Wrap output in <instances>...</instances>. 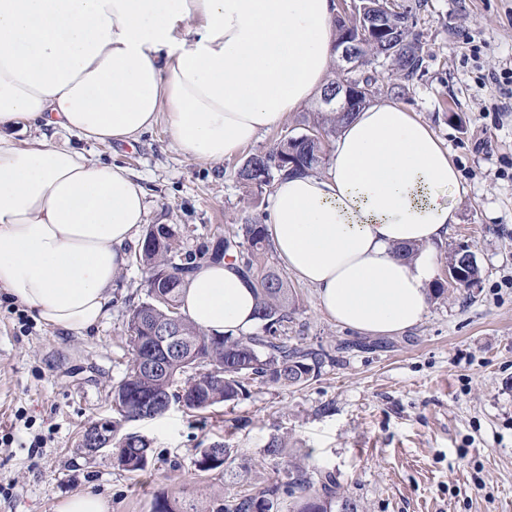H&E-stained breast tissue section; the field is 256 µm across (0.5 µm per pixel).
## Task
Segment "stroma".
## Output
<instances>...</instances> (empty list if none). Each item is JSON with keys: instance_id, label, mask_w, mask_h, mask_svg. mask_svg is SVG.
<instances>
[{"instance_id": "stroma-1", "label": "stroma", "mask_w": 512, "mask_h": 512, "mask_svg": "<svg viewBox=\"0 0 512 512\" xmlns=\"http://www.w3.org/2000/svg\"><path fill=\"white\" fill-rule=\"evenodd\" d=\"M405 2L416 9L424 69L400 104L430 124L462 175L460 222L438 248L436 280L444 283L448 254L462 246L479 281L447 286L404 334L363 336L289 278L291 335L335 353L334 362L299 387L255 383L231 404L188 413L175 403L138 421L118 416L109 395L128 368L129 310L146 298L140 267L128 264L109 315L83 335L19 320L24 305L0 297V512H59L84 492L105 498L109 512H151L160 494L183 512H214L287 481L291 454L332 472L360 512H512V109L497 111L495 83L512 68V0ZM318 107L311 100L218 165L182 156L163 124L133 148L76 146L141 176L148 223L202 239L269 212L270 193L255 195L239 171L280 137L301 134ZM104 418L117 437L149 441L151 471L122 469L111 449L84 454V428ZM274 440L285 457L264 455ZM217 442L231 449L232 468L197 471L198 450Z\"/></svg>"}]
</instances>
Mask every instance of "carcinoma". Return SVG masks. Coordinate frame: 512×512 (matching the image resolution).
Returning a JSON list of instances; mask_svg holds the SVG:
<instances>
[{
    "label": "carcinoma",
    "instance_id": "carcinoma-1",
    "mask_svg": "<svg viewBox=\"0 0 512 512\" xmlns=\"http://www.w3.org/2000/svg\"><path fill=\"white\" fill-rule=\"evenodd\" d=\"M383 5L384 17L401 41L419 43L413 32L416 16L412 10L399 0H383ZM361 27L358 15L338 18L337 38H342L346 31L355 34ZM363 55L366 61L359 71H339L328 84L359 79L367 87L370 103L382 96H405L424 63L422 55L408 54L395 43L370 47L363 50ZM381 61L396 74L386 83L379 82L368 70ZM354 116L353 112H317L307 129L317 132L319 137L312 139L305 132L280 138L270 150L251 156L239 171L240 179L261 193L288 173L315 170L322 163L326 140ZM149 236L150 231H145L132 254L135 263L147 274V299L130 309L127 333L131 361L125 376L112 386V408L121 417L135 420L139 409L148 404L158 407L160 417L173 402L188 413L205 411L237 400L250 380L281 388L300 386L333 360L324 350L296 342L288 335V324L293 322L296 308L287 282L268 266L270 244L261 219H248L235 230L223 233L224 251L218 256L212 251L215 238L195 243L191 236L171 224L160 240H151ZM229 257L237 259L255 279V313L261 331L238 337L210 336L183 319L181 332L189 348L181 356L171 358L166 371L145 372L141 359L157 347L151 333L153 325L182 316L180 294L184 279L205 262H221ZM160 278L164 279L165 287H152ZM115 445L119 447V466L130 472L147 470L151 448L144 438L128 435L116 440ZM232 463L230 449L222 442L200 450L193 460L201 472L226 468ZM216 512H358V505L341 492L332 474H319L314 467L310 469L290 460L288 482L275 483L252 496L227 500Z\"/></svg>",
    "mask_w": 512,
    "mask_h": 512
}]
</instances>
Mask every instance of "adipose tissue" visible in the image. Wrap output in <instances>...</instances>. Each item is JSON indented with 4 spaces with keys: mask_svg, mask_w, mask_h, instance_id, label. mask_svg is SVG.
Instances as JSON below:
<instances>
[{
    "mask_svg": "<svg viewBox=\"0 0 512 512\" xmlns=\"http://www.w3.org/2000/svg\"><path fill=\"white\" fill-rule=\"evenodd\" d=\"M335 11L333 0H0V290L48 327L95 328L147 221L146 190L57 133L131 145L163 122L181 154L222 162L324 89ZM460 181L429 124L374 103L339 129L323 173L276 181L267 230L329 318L392 335L427 312ZM254 286L235 260L202 265L181 311L207 334H249Z\"/></svg>",
    "mask_w": 512,
    "mask_h": 512,
    "instance_id": "adipose-tissue-1",
    "label": "adipose tissue"
}]
</instances>
